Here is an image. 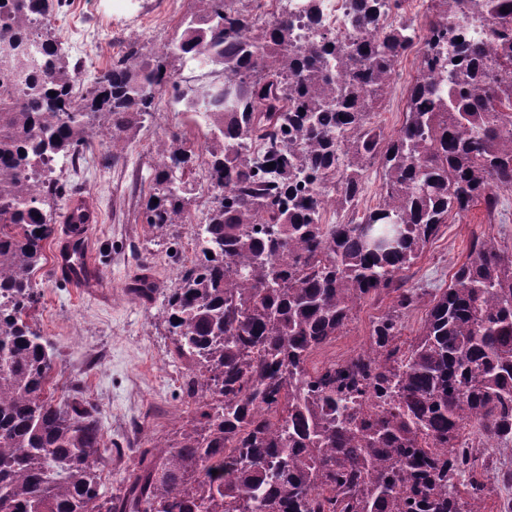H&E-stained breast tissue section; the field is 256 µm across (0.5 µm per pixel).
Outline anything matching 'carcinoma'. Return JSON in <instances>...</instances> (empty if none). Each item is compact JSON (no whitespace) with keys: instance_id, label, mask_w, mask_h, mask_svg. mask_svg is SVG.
<instances>
[{"instance_id":"obj_1","label":"carcinoma","mask_w":512,"mask_h":512,"mask_svg":"<svg viewBox=\"0 0 512 512\" xmlns=\"http://www.w3.org/2000/svg\"><path fill=\"white\" fill-rule=\"evenodd\" d=\"M203 2L167 52L198 56L213 80L185 90L133 48L81 97L49 34L48 0H12L0 14V35L29 47L0 67V512H484L479 458L461 429L512 446V253L475 241L407 345L401 316L419 294L403 273L449 217L479 201L491 211L512 188V27L502 25L512 0H457L466 23L495 20L491 70L481 43L448 37V0H432L419 77L389 138L371 118L416 29L379 31V0H353L364 36L304 47L286 20L257 30L233 0ZM460 56L470 65L454 66ZM332 58L354 69L350 79H330ZM168 85L191 117L205 113L220 188L199 258L161 313L196 408L112 488L100 474L112 457L100 412L78 383L55 401L50 345L27 310L52 231L48 162L75 159L98 135L118 159ZM258 138L277 139L274 182L247 154ZM158 153L153 230L185 223L194 163L177 132ZM377 156L382 203L355 224L322 223L317 189L332 182L336 206H354ZM32 173L42 175L35 194ZM382 295L392 307L371 344L310 369L353 310Z\"/></svg>"}]
</instances>
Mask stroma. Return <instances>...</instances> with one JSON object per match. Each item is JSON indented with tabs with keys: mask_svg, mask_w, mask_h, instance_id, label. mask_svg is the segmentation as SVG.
Segmentation results:
<instances>
[{
	"mask_svg": "<svg viewBox=\"0 0 512 512\" xmlns=\"http://www.w3.org/2000/svg\"><path fill=\"white\" fill-rule=\"evenodd\" d=\"M201 0H62L54 7L51 32L77 75L74 88L85 91L96 71L111 66L130 47L163 54L174 78L200 75L201 70L166 55L182 24L200 14ZM418 54L401 58L394 82L375 113L385 135L401 127L409 82L417 75ZM152 116L121 143V158L111 161L99 144L78 159L57 164L58 198L47 216L61 229L73 192L93 199L99 220L92 228L99 267V286L91 291L71 287L51 272L52 239L42 242V258L34 275L38 302L30 323L48 339L55 354V400H65L73 379H81L86 396L102 418L104 434L114 451L102 468V479L116 485L131 472L138 451L157 436L174 432L192 411L182 392L188 364L178 358L161 318L163 297L145 299L133 289L149 276L161 291L173 287L182 269L197 256V227L205 223L212 198L199 186L207 171L208 129L193 122L163 92ZM180 133L196 152L193 189L186 199L187 221L164 233L151 231L145 219L151 175L159 162L156 141ZM480 235L495 238L512 250V191L503 193L495 211L476 204L462 216L449 218L407 273V285L436 294L447 288L456 269ZM390 298L368 301L354 309L341 336L315 351L309 364L340 362L368 347L372 321L387 311Z\"/></svg>",
	"mask_w": 512,
	"mask_h": 512,
	"instance_id": "obj_1",
	"label": "stroma"
}]
</instances>
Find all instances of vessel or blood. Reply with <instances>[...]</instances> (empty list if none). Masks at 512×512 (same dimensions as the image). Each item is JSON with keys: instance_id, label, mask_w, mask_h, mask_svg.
Wrapping results in <instances>:
<instances>
[{"instance_id": "b4317fda", "label": "vessel or blood", "mask_w": 512, "mask_h": 512, "mask_svg": "<svg viewBox=\"0 0 512 512\" xmlns=\"http://www.w3.org/2000/svg\"><path fill=\"white\" fill-rule=\"evenodd\" d=\"M70 208L85 212L88 222L84 225H63L56 241L52 272L54 276L67 280L73 287L89 290L98 285V267L87 232L88 223L97 220V208L90 198L79 192L72 194Z\"/></svg>"}]
</instances>
